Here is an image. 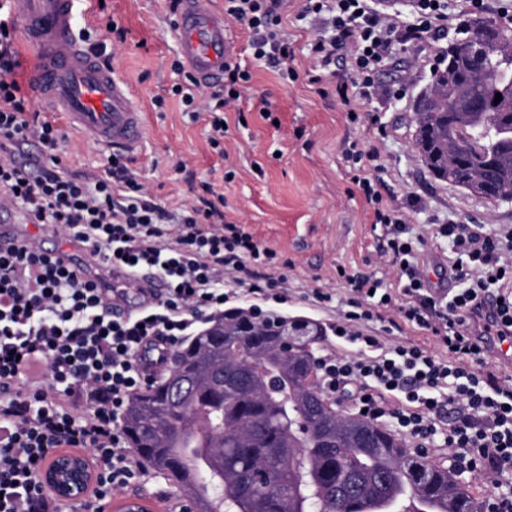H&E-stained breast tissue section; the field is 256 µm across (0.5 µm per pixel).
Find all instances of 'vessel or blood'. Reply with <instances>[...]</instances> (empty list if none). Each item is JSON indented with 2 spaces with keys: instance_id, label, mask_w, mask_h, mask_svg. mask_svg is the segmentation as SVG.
<instances>
[{
  "instance_id": "1",
  "label": "vessel or blood",
  "mask_w": 512,
  "mask_h": 512,
  "mask_svg": "<svg viewBox=\"0 0 512 512\" xmlns=\"http://www.w3.org/2000/svg\"><path fill=\"white\" fill-rule=\"evenodd\" d=\"M88 0H12L13 13L26 42L37 55L30 84L39 104L63 113L99 145L135 151L146 126L129 89L114 77L111 65L83 46L76 36L80 14ZM180 52L200 85L224 74L231 53L224 35V16L211 0H183L175 21ZM115 292L150 297L155 288L147 276L113 275ZM478 323L482 347L491 349L504 370L512 371V337L499 336L491 309Z\"/></svg>"
}]
</instances>
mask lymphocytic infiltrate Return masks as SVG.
Masks as SVG:
<instances>
[{
  "label": "lymphocytic infiltrate",
  "mask_w": 512,
  "mask_h": 512,
  "mask_svg": "<svg viewBox=\"0 0 512 512\" xmlns=\"http://www.w3.org/2000/svg\"><path fill=\"white\" fill-rule=\"evenodd\" d=\"M281 0H225L224 12L250 31L256 60L280 67L289 56L280 28ZM321 33L311 43V83L335 67L341 48L351 64L336 93L356 118L372 98L395 40L413 43L445 30L439 0H418L409 21L385 19L368 0H309ZM21 66L11 0H0V208L24 210L34 224L58 227L88 251L104 273L159 274L163 301L128 316L112 313L97 281L61 251L31 242L0 250V512H57L37 478L50 451L90 450L96 481L84 512L113 491L146 481L122 425L132 397L148 383L139 351L154 340L176 347L206 312L233 298L286 303L288 277L276 251L242 225L225 222L212 199L199 197L174 215L151 200L127 156L107 154L102 173L73 171L63 155L69 134L42 115L17 79ZM249 71L226 62L224 82L208 94L172 89L187 109L212 116L210 143L224 138L222 112L239 98ZM353 181L377 206L383 253L396 266L392 288L368 274L346 276L350 295L337 314L336 343L317 356L326 391L354 389L366 420L391 424L416 444L443 435L449 454L474 472L512 475V382L488 370L471 316L498 298L497 323L512 333V225L484 231L448 222L438 232L453 244L448 258L464 286L450 300L433 292L418 261L421 235L397 208L381 207L377 150L348 146ZM414 326L444 348L438 356L413 343H389Z\"/></svg>",
  "instance_id": "1"
}]
</instances>
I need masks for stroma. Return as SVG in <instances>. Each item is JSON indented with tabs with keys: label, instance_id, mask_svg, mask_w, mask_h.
<instances>
[{
	"label": "stroma",
	"instance_id": "stroma-1",
	"mask_svg": "<svg viewBox=\"0 0 512 512\" xmlns=\"http://www.w3.org/2000/svg\"><path fill=\"white\" fill-rule=\"evenodd\" d=\"M305 5L306 0H283L279 10L291 48L284 67L293 77L286 81L279 70L253 59L247 27L226 20L235 57L251 80L224 109L220 153L209 144V114L186 111L171 93L183 77L172 68L181 53L170 0H106L102 5L91 0L78 25L111 54L116 77L146 115L147 133L131 167L151 199L173 212L195 202L204 185L223 195L225 221L244 225L290 262L287 303L265 304V311L319 324L323 332L313 346L318 352L330 345L328 325L349 295L345 275L365 272L387 287L396 279L380 250L382 229L375 224L374 208L352 181L353 167L343 153L347 145L380 152L383 202L398 208L422 233L419 262L441 295L455 294L459 283L446 271L450 247L438 235L439 225L451 220L488 229L512 225V202L489 201L435 179L415 151V100L430 81L437 48L448 44L447 34L394 44L382 67L379 93L353 121L336 94L333 75L318 85L309 81L315 31ZM111 23L117 32H108ZM264 109L270 119L261 117ZM371 111L386 126V138H378L370 124ZM315 288L332 292L331 307L315 306ZM130 497L143 498L151 512L181 510L177 488L157 475L112 494L116 501Z\"/></svg>",
	"mask_w": 512,
	"mask_h": 512
}]
</instances>
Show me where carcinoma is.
Masks as SVG:
<instances>
[{"instance_id":"carcinoma-1","label":"carcinoma","mask_w":512,"mask_h":512,"mask_svg":"<svg viewBox=\"0 0 512 512\" xmlns=\"http://www.w3.org/2000/svg\"><path fill=\"white\" fill-rule=\"evenodd\" d=\"M487 50L448 59L450 80L433 75L417 128L432 175L454 186L489 179V193L512 194V27L485 19ZM499 103H494L496 94ZM276 314L256 319L230 309L222 330L184 343L191 383L180 404L156 381L125 416L130 447L176 486L205 478L209 512H458L474 503L448 471L421 472L389 429L360 417L338 421L313 395L319 386L303 324L294 349L272 332ZM361 428L374 448L340 437Z\"/></svg>"}]
</instances>
